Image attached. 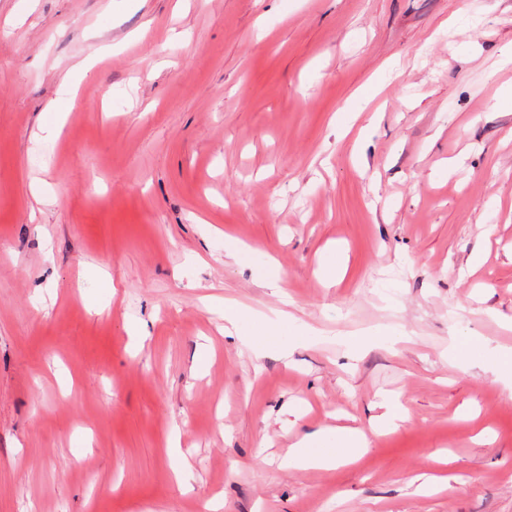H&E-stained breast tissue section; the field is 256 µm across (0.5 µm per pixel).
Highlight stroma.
I'll return each instance as SVG.
<instances>
[{"label": "stroma", "instance_id": "1", "mask_svg": "<svg viewBox=\"0 0 512 512\" xmlns=\"http://www.w3.org/2000/svg\"><path fill=\"white\" fill-rule=\"evenodd\" d=\"M507 45L512 0H0V512H512V397L444 358L512 347ZM228 304L305 333L255 358ZM383 392L409 419L356 462L281 467Z\"/></svg>", "mask_w": 512, "mask_h": 512}]
</instances>
